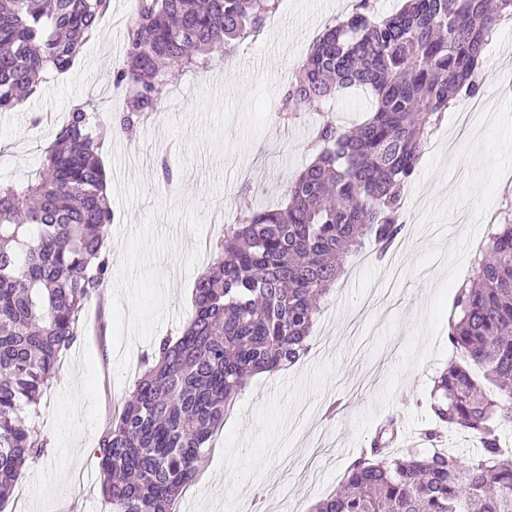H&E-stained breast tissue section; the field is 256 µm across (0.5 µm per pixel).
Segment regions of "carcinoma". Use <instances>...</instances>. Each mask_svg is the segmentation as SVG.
I'll use <instances>...</instances> for the list:
<instances>
[{
	"mask_svg": "<svg viewBox=\"0 0 512 512\" xmlns=\"http://www.w3.org/2000/svg\"><path fill=\"white\" fill-rule=\"evenodd\" d=\"M111 0H0V112L52 75L69 71L99 34ZM280 0H137L113 85L119 119L104 126L89 102L74 105L45 148L38 177L0 183V504L45 443L29 408L49 387L77 336L85 304L105 280L102 252L113 212L102 153L161 108L164 90L258 34ZM512 20V0H403L379 18L357 0L313 41L281 98L288 123L353 87L371 92L367 117L320 122L318 156L288 183L280 207L246 204L224 225L196 282L181 336L160 339L100 443L102 490L112 512H172L195 478L224 410L252 376L308 352L317 300L343 260L371 241L383 254L404 223L403 190L429 136L458 95L475 96L481 57ZM458 354L434 379L432 409L450 430L480 435L468 457L433 451L406 459L363 451L336 492L309 512H512V205L479 249L474 279L456 290ZM499 390L490 398L471 367Z\"/></svg>",
	"mask_w": 512,
	"mask_h": 512,
	"instance_id": "obj_1",
	"label": "carcinoma"
}]
</instances>
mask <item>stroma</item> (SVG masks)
I'll return each instance as SVG.
<instances>
[{
    "label": "stroma",
    "mask_w": 512,
    "mask_h": 512,
    "mask_svg": "<svg viewBox=\"0 0 512 512\" xmlns=\"http://www.w3.org/2000/svg\"><path fill=\"white\" fill-rule=\"evenodd\" d=\"M355 0H280L231 65L191 71L168 87L161 113L109 143L103 159L114 219L108 280L86 304L32 426L49 445L30 461L0 512H112L99 445L132 391L144 354L179 337L198 276L242 197L272 208L319 152L307 112L278 119L281 96L314 38ZM129 0H112L98 36L60 80L0 113V181L22 184L72 104L114 115L111 75L122 60ZM496 92L465 140L452 117L436 131L405 190L404 246L383 259L349 255L292 367L249 379L173 512H306L336 490L379 426L397 417L389 452L420 447L431 426L433 379L452 356L449 321L459 282L475 273L490 226L512 199V25L483 55Z\"/></svg>",
    "instance_id": "obj_1"
}]
</instances>
